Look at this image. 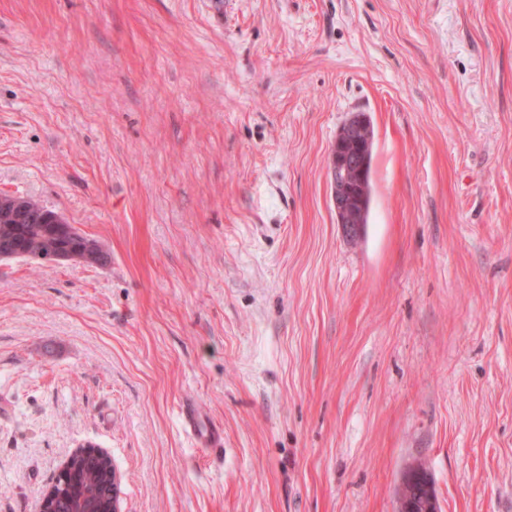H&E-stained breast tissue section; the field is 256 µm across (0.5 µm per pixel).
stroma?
<instances>
[{
  "label": "stroma",
  "instance_id": "35a3bbf8",
  "mask_svg": "<svg viewBox=\"0 0 512 512\" xmlns=\"http://www.w3.org/2000/svg\"><path fill=\"white\" fill-rule=\"evenodd\" d=\"M0 193L109 255L0 260V512L87 443L121 512H394L416 460L512 512V0H0ZM341 128L330 153L331 200L343 237L355 242L362 233L367 191L365 160L373 150L374 135L359 114L352 115ZM181 418L184 429L193 436L195 442L216 458L224 455V434L217 427L203 424L200 408L195 403L182 407Z\"/></svg>",
  "mask_w": 512,
  "mask_h": 512
}]
</instances>
